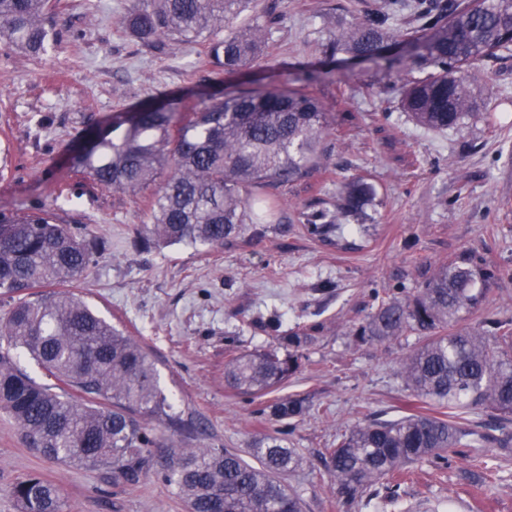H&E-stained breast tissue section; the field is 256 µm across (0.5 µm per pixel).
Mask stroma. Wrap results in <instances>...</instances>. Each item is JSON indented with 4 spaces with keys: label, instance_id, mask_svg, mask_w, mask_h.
I'll return each mask as SVG.
<instances>
[{
    "label": "stroma",
    "instance_id": "1",
    "mask_svg": "<svg viewBox=\"0 0 512 512\" xmlns=\"http://www.w3.org/2000/svg\"><path fill=\"white\" fill-rule=\"evenodd\" d=\"M388 0H263L275 18L265 54L253 66L219 74L206 44L133 39L118 20L129 0H51L57 41L37 58L0 49V213L51 208L92 251L75 295L100 318L141 344L175 411L192 418V438L157 421L156 439L137 482L106 468L45 459L12 416L0 409V512H20L14 486L31 475L57 485L65 512H187L175 488L159 479L172 448H229L250 458V443L273 432L281 397L306 398L289 439L304 463L283 477L305 512H407L450 501L452 512H512V458L480 452L497 467L481 486L463 464L445 470L421 462L402 498L344 508L331 487L326 450L337 434L366 418L394 419L413 398L399 360L419 345L410 334L379 347L350 332L378 298L403 295L431 269L476 253L512 270V48L483 59L473 73L492 95L462 130L417 125L399 94L364 62L328 61L318 44L324 26L350 23L363 6ZM335 66L339 82L313 90L336 115L329 172L367 176L382 204L363 250L340 253L313 241L295 215L310 199L335 202L328 174L284 191L281 223L263 236L245 233L210 248L176 244L144 249L139 232L147 194L94 184L72 156L112 113L176 99L195 111L201 92L220 98L246 88L293 81L303 67ZM316 326L299 372L250 400L224 386L234 354L276 349L289 330Z\"/></svg>",
    "mask_w": 512,
    "mask_h": 512
}]
</instances>
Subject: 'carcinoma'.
Wrapping results in <instances>:
<instances>
[{"label":"carcinoma","instance_id":"cac0c4a2","mask_svg":"<svg viewBox=\"0 0 512 512\" xmlns=\"http://www.w3.org/2000/svg\"><path fill=\"white\" fill-rule=\"evenodd\" d=\"M395 3L331 30L319 43L326 58L341 53L372 61L388 80L403 83L402 111L419 125L458 131L489 96L472 68L512 44V0H429L418 4L419 25L404 31L389 24ZM251 12V24L237 25ZM121 26L132 36L208 42L214 69L234 73L257 62L273 22L260 0H130ZM405 42L429 68L404 77V56L390 50ZM49 0H0V47L30 56L53 45ZM304 84L251 90L202 101L187 116L164 102L115 112L93 132L75 158L95 184L138 194L151 191L144 240L158 245L220 247L247 225L279 223L275 191L309 179L327 158L334 118ZM376 190L356 175L343 177L334 208L316 200L298 222L322 246L338 252L362 249L348 236L362 235ZM89 247L42 209L25 216L0 215V288L26 292L0 320L10 348L0 351V407L5 408L43 457L85 466H110L115 479L137 480L156 445L145 421H165L192 435V422L172 412L160 390L148 352L70 294H36L33 288L73 286L87 272ZM508 275L481 256L463 255L439 265L416 293L381 299L353 337L380 346L415 333L421 345L400 360L406 389L436 411L397 419H370L346 429L327 449L332 489L351 505L364 497L396 501L413 465L446 467L454 459L483 470L482 484L498 476L465 449L487 441L471 424V410L512 415V320L482 308L487 287ZM472 323H465L470 317ZM310 329L291 331L282 358L258 350L224 365V384L261 398L296 374L298 350ZM29 354L55 385L40 384L17 365L11 349ZM307 411L292 396L271 406L291 422ZM255 467L228 448H180L170 454L163 481L176 486L189 512H303L299 495L280 475L302 463L287 430L255 439ZM13 495L21 512H64L59 488L38 475L19 482Z\"/></svg>","mask_w":512,"mask_h":512}]
</instances>
